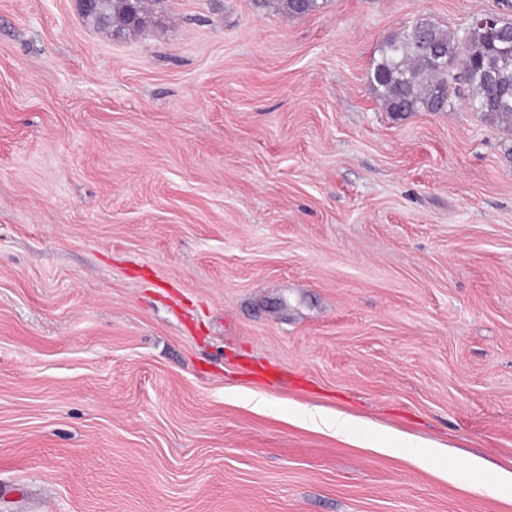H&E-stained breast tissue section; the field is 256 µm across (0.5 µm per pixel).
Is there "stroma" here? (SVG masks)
Masks as SVG:
<instances>
[{"mask_svg": "<svg viewBox=\"0 0 512 512\" xmlns=\"http://www.w3.org/2000/svg\"><path fill=\"white\" fill-rule=\"evenodd\" d=\"M317 3L0 0V512H512V130L367 79L512 0ZM96 3L81 15L95 28L115 35L141 31L152 21L145 0H95ZM290 418L294 423L302 427L322 433L331 432L336 437H341L343 440L359 448H371L377 452L389 455H397L404 450V445L399 437L370 441L354 439V432L367 427V423L342 413L333 415L322 408H309L299 405L291 412Z\"/></svg>", "mask_w": 512, "mask_h": 512, "instance_id": "obj_1", "label": "stroma"}]
</instances>
